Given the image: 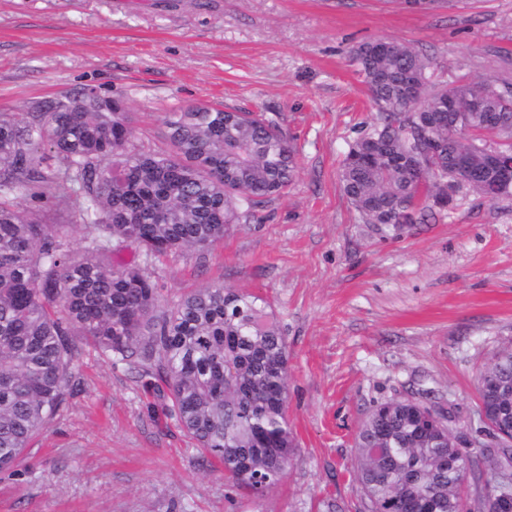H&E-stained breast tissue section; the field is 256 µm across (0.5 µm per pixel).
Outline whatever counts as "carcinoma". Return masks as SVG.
I'll use <instances>...</instances> for the list:
<instances>
[{
  "instance_id": "obj_1",
  "label": "carcinoma",
  "mask_w": 512,
  "mask_h": 512,
  "mask_svg": "<svg viewBox=\"0 0 512 512\" xmlns=\"http://www.w3.org/2000/svg\"><path fill=\"white\" fill-rule=\"evenodd\" d=\"M351 62L376 110L349 144L340 189L364 224L447 220L471 196L512 198L489 152L512 154V79L461 74L448 83L410 43L356 46ZM453 103H448V94ZM467 135L450 133L457 117ZM122 98L85 88L0 113V470L17 468L33 435L65 404L75 377V332L161 379L166 409L199 450L257 496L285 477L296 444L288 421V344L260 296L212 284L163 307L145 260L205 256L232 224L288 193L293 140L263 112L193 103L165 113L166 147L135 149ZM64 202L69 223L47 224L24 201ZM87 235L82 252L68 238ZM480 408L512 427V347L479 371ZM387 400L354 440L365 512H476L443 457L469 453L450 436L454 414ZM512 471V449L472 459Z\"/></svg>"
}]
</instances>
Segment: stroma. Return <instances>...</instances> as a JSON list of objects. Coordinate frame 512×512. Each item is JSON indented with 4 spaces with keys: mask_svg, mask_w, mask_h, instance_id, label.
Segmentation results:
<instances>
[{
    "mask_svg": "<svg viewBox=\"0 0 512 512\" xmlns=\"http://www.w3.org/2000/svg\"><path fill=\"white\" fill-rule=\"evenodd\" d=\"M397 38L447 81L512 74V0H0V112L93 87L122 97L135 141L164 146L165 112L212 103L276 118L299 168L286 197L231 225L206 256L150 262L162 301L213 283L269 299L289 352L297 448L256 497L201 454L147 379L92 345L63 411L0 474V512H363L354 437L402 396L476 438V376L512 345V199L471 197L395 234L361 223L339 163L373 110L352 48Z\"/></svg>",
    "mask_w": 512,
    "mask_h": 512,
    "instance_id": "stroma-1",
    "label": "stroma"
}]
</instances>
